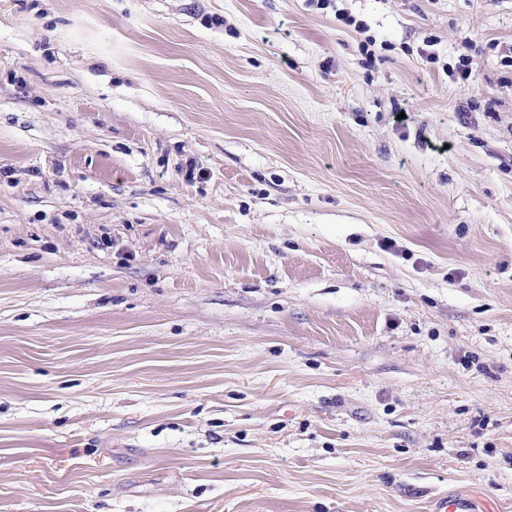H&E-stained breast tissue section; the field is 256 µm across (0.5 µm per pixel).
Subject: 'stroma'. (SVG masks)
<instances>
[{
	"instance_id": "1",
	"label": "stroma",
	"mask_w": 512,
	"mask_h": 512,
	"mask_svg": "<svg viewBox=\"0 0 512 512\" xmlns=\"http://www.w3.org/2000/svg\"><path fill=\"white\" fill-rule=\"evenodd\" d=\"M443 496L512 512V0H0V512Z\"/></svg>"
}]
</instances>
